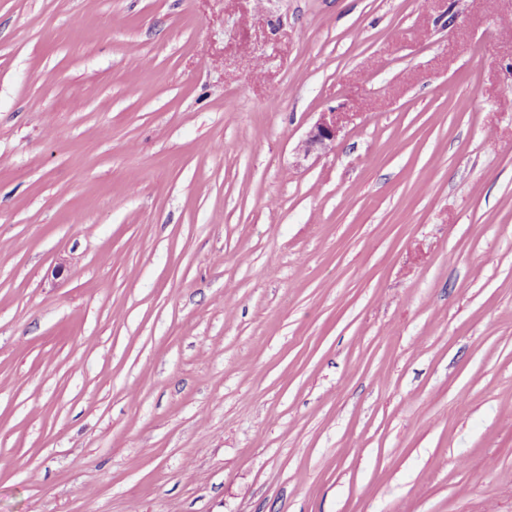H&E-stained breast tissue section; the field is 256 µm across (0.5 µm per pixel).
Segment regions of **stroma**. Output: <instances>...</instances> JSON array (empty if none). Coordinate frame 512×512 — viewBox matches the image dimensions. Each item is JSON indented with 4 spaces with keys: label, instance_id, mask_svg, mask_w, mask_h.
Here are the masks:
<instances>
[{
    "label": "stroma",
    "instance_id": "35a3bbf8",
    "mask_svg": "<svg viewBox=\"0 0 512 512\" xmlns=\"http://www.w3.org/2000/svg\"><path fill=\"white\" fill-rule=\"evenodd\" d=\"M0 512H512V0H0ZM336 112L321 113L320 118L307 133L306 139L300 144L299 150L305 155L312 151L330 150L341 131L340 117Z\"/></svg>",
    "mask_w": 512,
    "mask_h": 512
}]
</instances>
